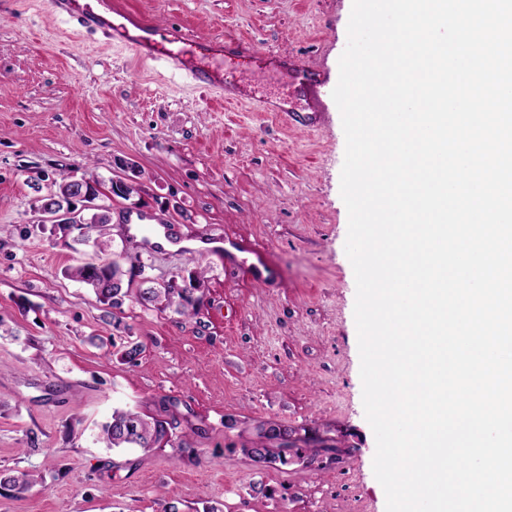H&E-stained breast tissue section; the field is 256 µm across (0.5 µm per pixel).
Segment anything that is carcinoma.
<instances>
[{
	"label": "carcinoma",
	"mask_w": 512,
	"mask_h": 512,
	"mask_svg": "<svg viewBox=\"0 0 512 512\" xmlns=\"http://www.w3.org/2000/svg\"><path fill=\"white\" fill-rule=\"evenodd\" d=\"M71 181L64 178L57 185L56 190L49 193L47 199L54 206L60 208L73 205ZM108 193L112 196L129 200L139 194V189L123 185L121 180H110ZM107 212L109 208L100 207L87 218L91 242L94 248L103 252L108 247L106 240V226L108 224ZM143 267L137 255H127L123 261L115 263L104 260L100 264H82L68 268L64 275L73 280L90 286L99 302L113 309H121L125 300L132 299L138 305L155 309L160 312L170 311L178 315L190 316L197 312L200 298L195 296L194 289L183 287L184 280L189 284H199L203 279L204 271L199 269L189 273L188 277L173 276L163 284H154L145 288H132L136 270ZM170 405L161 402V413L148 418L131 410L115 409L111 417L101 424L98 440L106 447L112 449L140 448L149 451L161 445L176 447L185 450L183 442H175L174 430L181 422L175 415L169 414ZM293 431L279 424L266 426L261 424L254 446L242 447L240 451L254 465L265 468L277 464H288V456L298 459L305 457V449L294 446L292 453H287L284 445L288 444ZM36 479L29 472L17 475L0 476V488L9 489L17 493L27 492Z\"/></svg>",
	"instance_id": "1"
}]
</instances>
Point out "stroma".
<instances>
[{
	"label": "stroma",
	"mask_w": 512,
	"mask_h": 512,
	"mask_svg": "<svg viewBox=\"0 0 512 512\" xmlns=\"http://www.w3.org/2000/svg\"><path fill=\"white\" fill-rule=\"evenodd\" d=\"M51 0H0V472L38 483L0 512H386L373 473L340 194L345 136L332 98L352 0H117L201 44L232 38L294 56L326 84L314 131L276 113L225 110L204 90L142 61L102 32L79 34ZM137 166L140 194L112 198L178 224L185 236L252 245L271 286L226 272L212 253L142 252L155 279L203 268L193 317L112 310L66 268L94 248L38 227L54 180ZM141 343L137 365L120 359ZM173 402L190 448L112 450L113 409ZM292 429L310 460L259 468L240 449L258 424Z\"/></svg>",
	"instance_id": "35a3bbf8"
}]
</instances>
